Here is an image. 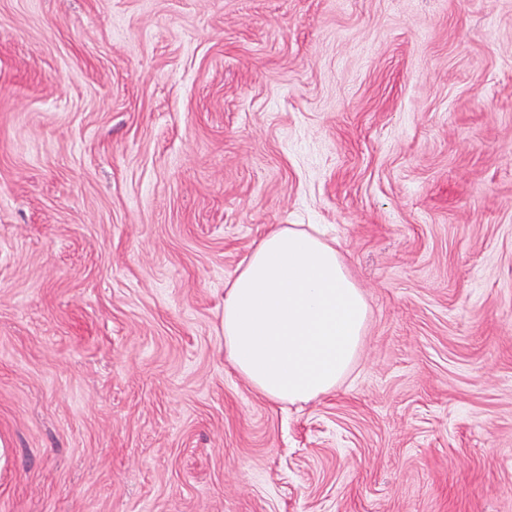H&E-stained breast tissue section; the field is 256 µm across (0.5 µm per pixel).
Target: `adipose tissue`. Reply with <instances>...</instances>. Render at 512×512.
<instances>
[{
	"mask_svg": "<svg viewBox=\"0 0 512 512\" xmlns=\"http://www.w3.org/2000/svg\"><path fill=\"white\" fill-rule=\"evenodd\" d=\"M367 305L335 245L281 226L224 292V353L268 399L307 403L335 391L362 346Z\"/></svg>",
	"mask_w": 512,
	"mask_h": 512,
	"instance_id": "ef3b65f1",
	"label": "adipose tissue"
}]
</instances>
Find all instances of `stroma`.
Here are the masks:
<instances>
[{"mask_svg":"<svg viewBox=\"0 0 512 512\" xmlns=\"http://www.w3.org/2000/svg\"><path fill=\"white\" fill-rule=\"evenodd\" d=\"M284 224L368 307L287 406ZM0 512H512V0H0ZM366 317L336 246L279 226L224 292V353L268 399L307 403L334 392L350 372Z\"/></svg>","mask_w":512,"mask_h":512,"instance_id":"35a3bbf8","label":"stroma"}]
</instances>
